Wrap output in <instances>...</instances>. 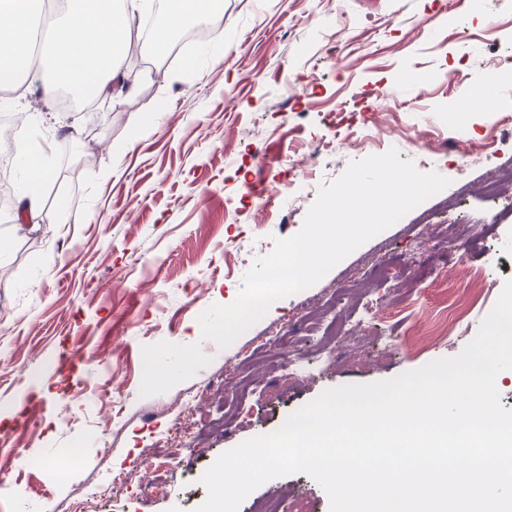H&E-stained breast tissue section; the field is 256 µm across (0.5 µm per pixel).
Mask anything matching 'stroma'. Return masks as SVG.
I'll use <instances>...</instances> for the list:
<instances>
[{
  "label": "stroma",
  "instance_id": "35a3bbf8",
  "mask_svg": "<svg viewBox=\"0 0 512 512\" xmlns=\"http://www.w3.org/2000/svg\"><path fill=\"white\" fill-rule=\"evenodd\" d=\"M224 37L186 45L173 59L131 47L126 66L147 79L132 99L100 98L48 110L36 81L0 88V105L25 115L18 138L52 141L54 177L37 230L16 234L18 210L0 212V512H55L57 500L115 470L137 483L112 490L94 512H194L203 473L223 452L274 432L325 389L386 380L457 355L495 298L468 315L467 337L422 333L456 299L512 279V197L481 189L512 164V0H224ZM470 112L449 119L461 94ZM377 132L363 148L330 143L331 112ZM433 142L426 165L448 186L358 247L319 282L274 302L226 349L203 340L199 315L235 301L253 263L296 234L321 184L349 162ZM80 224H58L59 200ZM466 225L444 251L438 226ZM426 254L407 287L380 281L382 311L365 295L341 302L364 356L331 362L323 329L305 328L298 356L246 398L226 389L201 403L179 442L165 440L190 386L220 380L237 352L299 319L312 298L379 263ZM414 333L415 342L401 335ZM389 336L398 344L386 345ZM201 344L211 362L169 391L140 394L141 348ZM244 403L248 425L212 432ZM108 445H100V435ZM159 486L143 489L144 482ZM280 496V512H329L304 474L271 479L239 512Z\"/></svg>",
  "mask_w": 512,
  "mask_h": 512
}]
</instances>
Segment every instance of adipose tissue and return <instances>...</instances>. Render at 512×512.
<instances>
[{
	"label": "adipose tissue",
	"instance_id": "ef3b65f1",
	"mask_svg": "<svg viewBox=\"0 0 512 512\" xmlns=\"http://www.w3.org/2000/svg\"><path fill=\"white\" fill-rule=\"evenodd\" d=\"M40 0H0V60L19 59L27 75L41 87L44 106H52L57 89L73 88L87 96L134 97L142 75L124 65V46L155 0H59L40 8ZM224 0H176L167 13L172 29L210 24L223 11ZM16 157L22 168L27 221L16 232H27L41 218V189L54 176L49 142L19 140Z\"/></svg>",
	"mask_w": 512,
	"mask_h": 512
}]
</instances>
